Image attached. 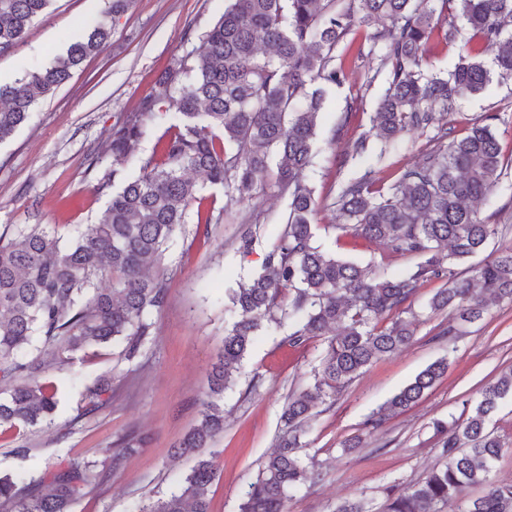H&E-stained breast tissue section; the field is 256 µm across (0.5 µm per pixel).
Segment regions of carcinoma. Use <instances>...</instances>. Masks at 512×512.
Here are the masks:
<instances>
[{
    "label": "carcinoma",
    "mask_w": 512,
    "mask_h": 512,
    "mask_svg": "<svg viewBox=\"0 0 512 512\" xmlns=\"http://www.w3.org/2000/svg\"><path fill=\"white\" fill-rule=\"evenodd\" d=\"M51 0H0V53L21 42ZM133 0H107L104 18L69 44L65 54L12 83H0V143L33 108L69 80L85 58L105 48L109 21ZM462 19L493 55L487 67L467 49L447 75L423 68L427 45L455 40ZM380 46L374 76L387 87L372 131L390 144L413 129L432 131L433 147L389 182L370 173L340 187L332 199L336 227L355 239L382 242L419 262L385 277L370 263L340 258L315 244L318 201L306 183L312 165L323 87L347 79L336 48L360 27ZM512 0H230L204 35L195 63L179 65L143 97L138 111L112 125V170L100 187H117L96 224L65 244L43 224L0 233V427L49 428L57 408L44 379L47 359L68 364L95 346L120 345L136 356L166 298L155 273L164 246L197 204L199 224L213 212L197 197L194 176L248 201L267 186L288 196L286 228L259 269L229 294L236 313L212 364L201 419L174 447L196 464L168 496L140 512H211L215 478L204 448L224 431V392L266 322L293 323L291 347L322 341L320 362L289 396L280 415L277 448L248 485L240 512H287L292 493L320 476L300 454L304 427L325 412L375 361L396 354L415 335L412 312L420 286L442 282L426 304L475 323L490 302L512 303V247L476 263L498 234L478 204L497 187L502 170L496 130L480 119L461 138H449L447 116L456 99L512 79ZM170 116L159 150L143 158L149 125ZM135 164L139 174L128 176ZM411 317L406 318L404 314ZM448 370V356L429 364L366 421L376 430L411 408ZM512 397V366L464 404L467 418L445 428L442 467L395 492L382 512H512V481L491 477L500 439L488 424ZM97 409L112 399V379L86 389ZM103 474L89 462H70L27 481L0 476V512H70L76 495L95 489ZM466 486L481 494L462 500Z\"/></svg>",
    "instance_id": "obj_1"
}]
</instances>
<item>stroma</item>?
I'll list each match as a JSON object with an SVG mask.
<instances>
[{
    "label": "stroma",
    "instance_id": "35a3bbf8",
    "mask_svg": "<svg viewBox=\"0 0 512 512\" xmlns=\"http://www.w3.org/2000/svg\"><path fill=\"white\" fill-rule=\"evenodd\" d=\"M224 7L225 0H134L114 21L105 49L88 57L11 139L0 143V231L43 224L68 241L78 228L97 222L112 195L97 183L112 168L107 142L113 124L137 111L142 97L179 60H193ZM105 8V0H52L23 42L0 54V82L45 66ZM337 52L354 60L355 67L346 82L325 89L314 165L307 173L320 199L333 198L341 183L370 168L398 176L429 147L428 133L414 131L386 148L371 140L363 157L343 161L348 142L370 129L385 83L373 76L376 60L357 58L343 45ZM486 116L493 119L503 162L496 190L480 206L499 227L490 243L496 249L512 245V83L494 82L480 94L459 99L452 116L455 137ZM197 184L220 220L187 221L169 240L160 263L166 300L151 313L154 334L138 356L126 360L119 346L108 345L64 367L49 366L46 375L58 386L56 429L0 428V474L25 481L73 459L95 462L105 473L102 484L77 497L72 512H139L145 500L167 496L189 472L193 458L172 457L170 450L199 419L208 372L234 320L228 295L260 265L284 228L288 199L276 189L230 205L222 186L202 178ZM245 219L257 224L248 255L239 250ZM334 221L331 209L318 208L314 222L323 249L372 262L385 276L414 266V259L385 245L352 243ZM447 321L444 314L420 320L410 346L374 362L312 422L301 438L302 452L322 464L323 475L294 494L289 512H332L336 502L351 497L365 498L379 510L387 487H406L440 464L436 422L461 418L463 401L477 398L483 386L512 366L511 304H490L482 322L466 326L451 354L434 339ZM291 327L287 320L266 326L243 360L236 385L224 396V431L209 450L216 468L209 488L211 512H239L249 483L276 445L289 392L318 363L320 340L288 346ZM445 354L448 370L435 386L380 432L368 434V416ZM104 375L114 379L112 400L87 410L85 389ZM357 435L363 438L361 447L345 449L344 441ZM132 436L143 439V447L113 471V452ZM21 443L30 448L24 459L12 453Z\"/></svg>",
    "mask_w": 512,
    "mask_h": 512
}]
</instances>
